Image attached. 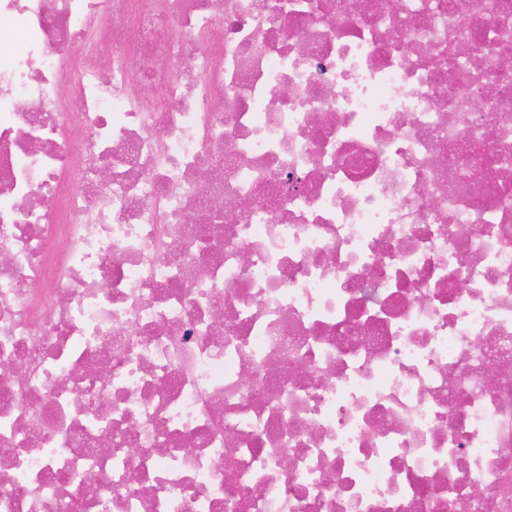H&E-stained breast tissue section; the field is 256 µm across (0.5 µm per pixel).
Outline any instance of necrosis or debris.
<instances>
[{
	"label": "necrosis or debris",
	"instance_id": "1",
	"mask_svg": "<svg viewBox=\"0 0 512 512\" xmlns=\"http://www.w3.org/2000/svg\"><path fill=\"white\" fill-rule=\"evenodd\" d=\"M451 2L0 0V512H512V0Z\"/></svg>",
	"mask_w": 512,
	"mask_h": 512
}]
</instances>
